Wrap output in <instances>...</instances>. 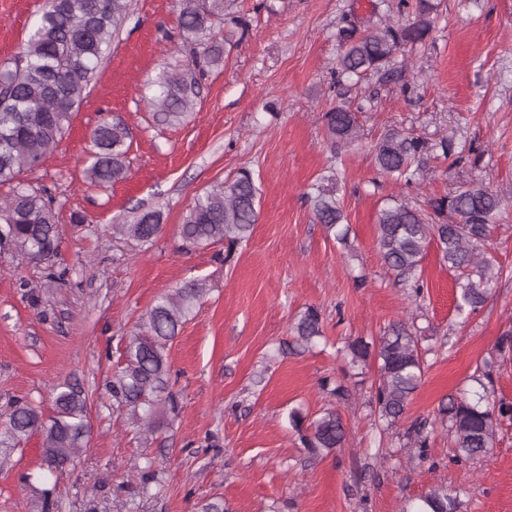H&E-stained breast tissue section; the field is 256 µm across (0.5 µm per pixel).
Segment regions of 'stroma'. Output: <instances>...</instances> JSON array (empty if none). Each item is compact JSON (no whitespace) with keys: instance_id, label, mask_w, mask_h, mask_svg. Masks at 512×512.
<instances>
[{"instance_id":"stroma-1","label":"stroma","mask_w":512,"mask_h":512,"mask_svg":"<svg viewBox=\"0 0 512 512\" xmlns=\"http://www.w3.org/2000/svg\"><path fill=\"white\" fill-rule=\"evenodd\" d=\"M45 0H0V64L37 23ZM398 0H237L245 38L205 80L198 104L174 126L153 122L145 84L184 64L175 0H131V15L102 64L71 128L26 184L56 197L60 247L52 263L0 250V414L15 401L54 414L58 385L89 403L86 452L67 473L44 467L41 438L0 447V512H400L437 486L459 492L465 512H512V422L490 452L449 463L441 424L426 453L403 445L416 420L470 388L477 363L493 366L492 400L512 403V0H438L425 46L397 52L360 83L335 85L345 15L361 26L397 19ZM355 113L357 141L334 149L324 114ZM120 115L132 132L125 180L104 188L85 174L90 135L101 117ZM468 149L464 164L428 156L412 185L381 174L372 148L391 128ZM252 171L260 189L250 238L183 247L179 226L198 194ZM335 181L349 232L338 241L316 222L308 194ZM483 183L503 199L491 254L509 276L474 312L456 309L458 274L429 245L419 291L396 283L376 246L379 210L404 198L422 211L433 199ZM162 214L149 244L116 239L112 227L138 208ZM61 273L46 287L48 271ZM208 284L167 353L178 414L144 437L113 409L106 385L128 337L156 299L185 281ZM320 312L325 338L292 348L291 325ZM395 321L414 324L424 376L404 418L386 427L371 399L376 361L350 367L346 341L376 339ZM344 385L343 399L322 381ZM343 418L334 454L309 458L289 423L324 409ZM155 478L139 485V470Z\"/></svg>"}]
</instances>
